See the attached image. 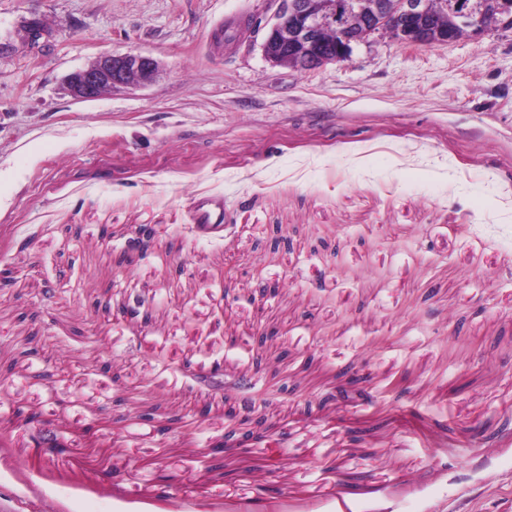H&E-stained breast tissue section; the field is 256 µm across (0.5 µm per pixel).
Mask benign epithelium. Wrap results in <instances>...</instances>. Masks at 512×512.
I'll use <instances>...</instances> for the list:
<instances>
[{"label":"benign epithelium","mask_w":512,"mask_h":512,"mask_svg":"<svg viewBox=\"0 0 512 512\" xmlns=\"http://www.w3.org/2000/svg\"><path fill=\"white\" fill-rule=\"evenodd\" d=\"M278 7L264 23L261 49L274 66L310 71L351 58L356 46L374 35H386L403 46L417 48L450 44L466 37H481L499 30L512 31V0H276ZM159 62L151 55L131 50L123 54L102 52L88 65L71 72L64 89L72 100L91 102L118 87L144 88L155 82ZM151 233L138 229L124 248L132 264L146 255ZM364 377L345 376L336 397L359 392ZM262 438L248 429L206 450L203 464L224 455L227 448L242 451Z\"/></svg>","instance_id":"7a95c632"}]
</instances>
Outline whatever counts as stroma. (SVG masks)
Segmentation results:
<instances>
[{"label":"stroma","instance_id":"1","mask_svg":"<svg viewBox=\"0 0 512 512\" xmlns=\"http://www.w3.org/2000/svg\"><path fill=\"white\" fill-rule=\"evenodd\" d=\"M272 10L0 0V512H512V32L300 72L260 49ZM130 50L152 85L65 93ZM347 371L372 404L329 400ZM251 389L266 438L201 466Z\"/></svg>","mask_w":512,"mask_h":512}]
</instances>
